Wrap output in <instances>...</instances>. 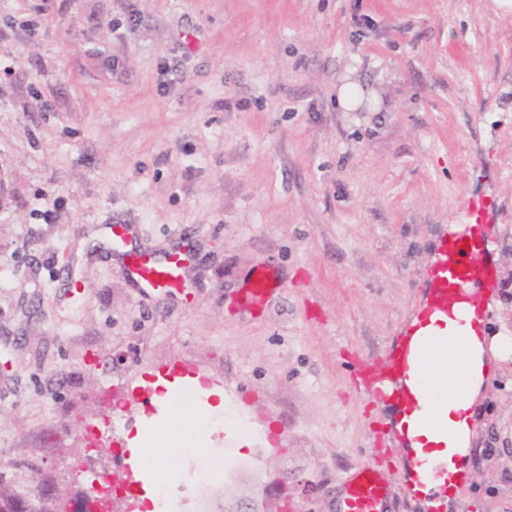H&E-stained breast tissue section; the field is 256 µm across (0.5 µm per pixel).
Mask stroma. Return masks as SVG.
Returning <instances> with one entry per match:
<instances>
[{"instance_id": "stroma-1", "label": "stroma", "mask_w": 512, "mask_h": 512, "mask_svg": "<svg viewBox=\"0 0 512 512\" xmlns=\"http://www.w3.org/2000/svg\"><path fill=\"white\" fill-rule=\"evenodd\" d=\"M352 66L380 111L337 107ZM114 225L136 251L189 248L186 295L140 294ZM472 225L488 330L512 329L499 0H0V481L84 512L95 473L112 512H143L121 460L174 368L241 423L171 456L175 512H336L367 458L389 512H424L395 407L354 391L351 361L391 364L441 244ZM261 269L263 308L238 305ZM477 409L463 512H512V363Z\"/></svg>"}]
</instances>
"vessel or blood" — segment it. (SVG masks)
<instances>
[{
    "label": "vessel or blood",
    "instance_id": "1",
    "mask_svg": "<svg viewBox=\"0 0 512 512\" xmlns=\"http://www.w3.org/2000/svg\"><path fill=\"white\" fill-rule=\"evenodd\" d=\"M184 251L169 253L165 258L145 257L129 269L131 276L143 291H178L182 286V262ZM440 262L445 274L451 275V285H439L433 290L432 307L438 311L448 310L457 303L459 292L482 283L486 269L477 263L475 246L466 236H459L448 243L441 253ZM353 381L356 387L372 389L382 383L397 385V378L381 372L377 367L358 360L353 364ZM389 487L372 460L359 462L342 484L337 500L336 512H386Z\"/></svg>",
    "mask_w": 512,
    "mask_h": 512
}]
</instances>
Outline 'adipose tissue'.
Returning a JSON list of instances; mask_svg holds the SVG:
<instances>
[{
    "instance_id": "1",
    "label": "adipose tissue",
    "mask_w": 512,
    "mask_h": 512,
    "mask_svg": "<svg viewBox=\"0 0 512 512\" xmlns=\"http://www.w3.org/2000/svg\"><path fill=\"white\" fill-rule=\"evenodd\" d=\"M492 306L484 296L463 297L448 313L421 312L395 355L405 395L398 402L397 430L408 446L409 475L428 477L418 496L440 512L457 492L445 473L466 465L477 436L475 405L500 365L512 362V331L486 330ZM154 387L167 407L166 417L149 424L136 438L142 462L140 499L157 512L162 495L174 482L173 468H150L152 450L162 444L172 452H204L202 414L194 404L203 392L198 381L167 378Z\"/></svg>"
}]
</instances>
